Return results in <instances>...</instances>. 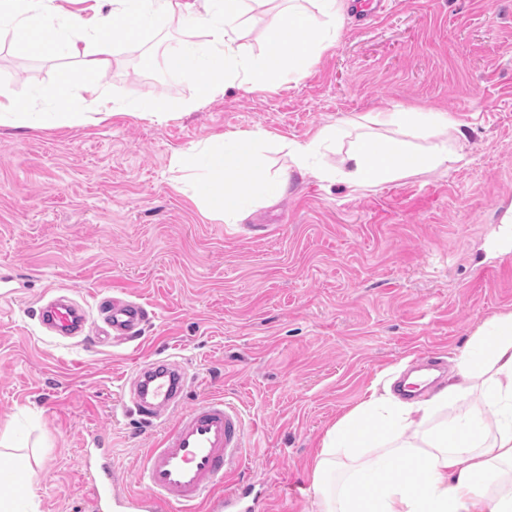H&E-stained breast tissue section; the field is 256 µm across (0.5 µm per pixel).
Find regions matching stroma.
Segmentation results:
<instances>
[{"instance_id": "35a3bbf8", "label": "stroma", "mask_w": 512, "mask_h": 512, "mask_svg": "<svg viewBox=\"0 0 512 512\" xmlns=\"http://www.w3.org/2000/svg\"><path fill=\"white\" fill-rule=\"evenodd\" d=\"M173 26L114 47L98 80L108 101L193 98L198 78L148 57L188 39ZM62 58L0 39V84L19 100L51 85ZM443 107L464 161L369 188L309 176L237 224L206 219L170 181L174 151L237 129L303 141L323 126L399 107ZM512 0H387L346 21L334 52L271 89L234 84L158 123L0 124V435L38 459L17 512H92L81 450L99 438L134 489L162 424L123 413L125 378L153 355L187 368L186 405L218 395L242 411L244 479L268 512H313L311 461L379 373L435 353L454 368L473 332L512 310ZM147 303L121 346L47 336L31 313L53 290L87 308L107 288Z\"/></svg>"}]
</instances>
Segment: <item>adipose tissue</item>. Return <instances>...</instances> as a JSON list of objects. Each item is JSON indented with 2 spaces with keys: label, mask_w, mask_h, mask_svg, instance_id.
I'll use <instances>...</instances> for the list:
<instances>
[{
  "label": "adipose tissue",
  "mask_w": 512,
  "mask_h": 512,
  "mask_svg": "<svg viewBox=\"0 0 512 512\" xmlns=\"http://www.w3.org/2000/svg\"><path fill=\"white\" fill-rule=\"evenodd\" d=\"M267 0H95L85 11L62 10L56 0H0V35L19 54L74 58L57 70L51 87L32 86L27 103L0 87V121L31 128L91 125L107 109L96 74L112 66L121 41L136 42L168 23L204 33L163 57L164 68L205 73L195 96L176 102L147 95L124 102L121 113L157 122L193 110L239 82L261 89L298 79L339 43L346 0H309L306 9L277 8L260 56L242 52L238 34L246 15ZM366 121L390 126L384 145L362 136L351 142L337 171L316 167L321 149L335 145V126L304 142H288L257 130H236L174 153L175 189L197 200L213 220L238 221L282 200L295 176L314 175L367 187L423 171H445L465 158V134L446 111L399 108L370 112ZM439 133V141L416 148L411 133ZM283 162L271 167L267 152ZM492 398L495 429L482 414L467 413L437 432L420 429L442 407L473 394ZM317 512H512V310L477 329L437 393L402 401L371 391L325 433L313 466Z\"/></svg>",
  "instance_id": "adipose-tissue-1"
}]
</instances>
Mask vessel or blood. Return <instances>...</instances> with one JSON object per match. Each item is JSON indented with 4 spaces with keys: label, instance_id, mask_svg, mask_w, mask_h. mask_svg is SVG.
<instances>
[{
    "label": "vessel or blood",
    "instance_id": "obj_1",
    "mask_svg": "<svg viewBox=\"0 0 512 512\" xmlns=\"http://www.w3.org/2000/svg\"><path fill=\"white\" fill-rule=\"evenodd\" d=\"M39 326L55 338H93L100 344H121L138 338L149 312L135 300L104 295L96 313L61 296L34 312ZM187 372L167 356L141 363L123 393L124 411L147 424H166L157 447L146 449L135 474L138 491L119 490L107 448L82 451L93 480L94 512H198L205 505L216 512H250L251 483L238 476L248 442L244 419L224 399L208 397L185 405Z\"/></svg>",
    "mask_w": 512,
    "mask_h": 512
}]
</instances>
